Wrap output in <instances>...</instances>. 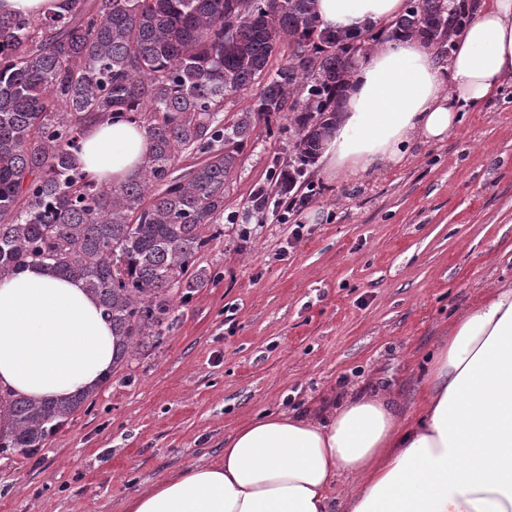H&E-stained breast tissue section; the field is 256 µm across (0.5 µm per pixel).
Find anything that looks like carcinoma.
Returning <instances> with one entry per match:
<instances>
[{
	"label": "carcinoma",
	"mask_w": 512,
	"mask_h": 512,
	"mask_svg": "<svg viewBox=\"0 0 512 512\" xmlns=\"http://www.w3.org/2000/svg\"><path fill=\"white\" fill-rule=\"evenodd\" d=\"M460 6L409 0L362 49L417 35L443 47ZM288 46L275 71L270 60ZM352 34L322 26L316 0H63L30 16L0 12V277L39 264L81 282L119 340L116 363L159 341L208 275L197 254L223 234L224 196L256 127L288 139L248 217L281 205L336 122ZM253 104L224 116L242 91ZM124 118L148 143L139 174L93 180L79 164L90 123ZM185 156L198 162L179 170ZM8 396L15 424L0 455L43 448L89 399Z\"/></svg>",
	"instance_id": "carcinoma-1"
}]
</instances>
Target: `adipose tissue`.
Returning <instances> with one entry per match:
<instances>
[{
	"mask_svg": "<svg viewBox=\"0 0 512 512\" xmlns=\"http://www.w3.org/2000/svg\"><path fill=\"white\" fill-rule=\"evenodd\" d=\"M407 0H317L321 22L354 31ZM448 59L420 38L356 54L322 177L361 179L438 144L467 108L512 80V0H479ZM142 128L91 125L79 160L99 181L136 176ZM116 338L95 296L44 266L0 278V394L65 400L111 374ZM351 479L337 497L339 478ZM122 512H512V280L457 312L427 365L413 412L399 392L363 390L313 412L239 424L219 461L199 459L128 496Z\"/></svg>",
	"mask_w": 512,
	"mask_h": 512,
	"instance_id": "adipose-tissue-1",
	"label": "adipose tissue"
}]
</instances>
